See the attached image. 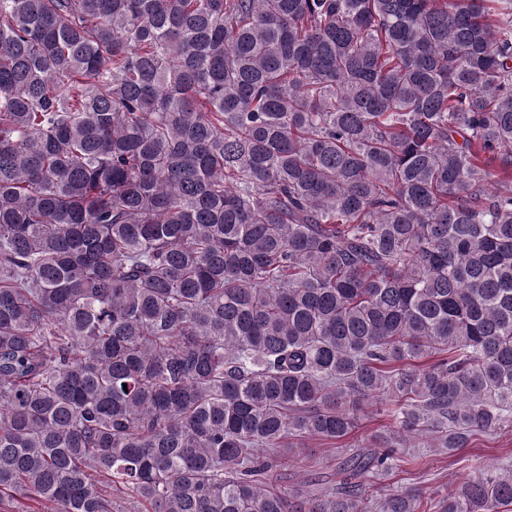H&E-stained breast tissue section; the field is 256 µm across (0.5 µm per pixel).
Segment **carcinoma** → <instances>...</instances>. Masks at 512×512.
<instances>
[{
    "label": "carcinoma",
    "instance_id": "1",
    "mask_svg": "<svg viewBox=\"0 0 512 512\" xmlns=\"http://www.w3.org/2000/svg\"><path fill=\"white\" fill-rule=\"evenodd\" d=\"M507 428L512 0H0V512H418L362 478ZM388 403L379 399L376 405L362 408L358 413V425L339 444L315 439L298 442L289 458L280 460L273 472L274 478L286 489L307 491L319 472L333 474L331 488L339 487L344 475L339 473V466L356 445L369 446L377 442L375 436L387 433L390 418L387 416ZM387 405V406H386ZM378 443V442H377Z\"/></svg>",
    "mask_w": 512,
    "mask_h": 512
}]
</instances>
